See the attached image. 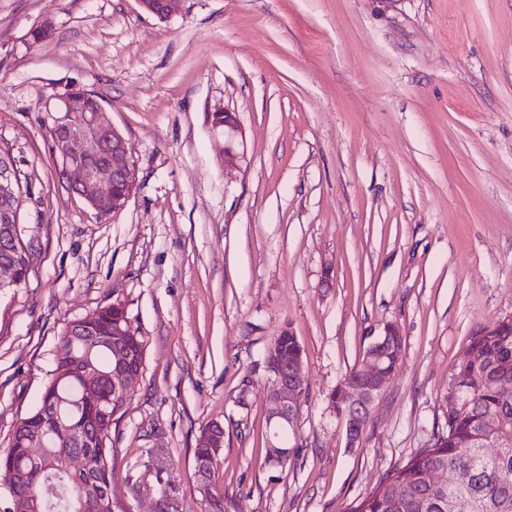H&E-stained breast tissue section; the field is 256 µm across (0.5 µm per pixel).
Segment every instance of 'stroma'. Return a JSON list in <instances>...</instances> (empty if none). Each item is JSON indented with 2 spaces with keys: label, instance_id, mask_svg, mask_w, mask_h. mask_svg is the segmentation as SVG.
I'll return each instance as SVG.
<instances>
[{
  "label": "stroma",
  "instance_id": "1",
  "mask_svg": "<svg viewBox=\"0 0 512 512\" xmlns=\"http://www.w3.org/2000/svg\"><path fill=\"white\" fill-rule=\"evenodd\" d=\"M72 84L138 163L105 217L50 147L45 108ZM0 147L32 192L31 271L0 293V453L66 324L122 303L146 344L112 432L132 512H203L213 421L226 512H350L442 424L474 332L512 315V0H183L165 21L137 0H0ZM389 324L400 362L350 448L329 395ZM286 328L305 397L281 468L265 356ZM211 124L214 130L224 134V167H237L243 154L240 152L239 142L241 128L235 113L227 111L212 113ZM207 425H205L200 433H203V431L206 429ZM199 436L196 440V448H195V464H197L200 460L203 461V465H205V469L203 468L200 463L197 464V472H196V480L198 484V488L200 492L203 494V497L205 499V502L207 503V498L205 497V493L207 490V482L208 486L211 487V498L214 500V504H219L221 509L217 512H224V494L219 492L216 487V480H215V471H214V465H216V462H214L213 459L207 458V449L210 448L211 455H218L222 448H224V426L220 422H212L209 427L206 429L205 437L203 441L206 443V448H199ZM208 475V478H207Z\"/></svg>",
  "mask_w": 512,
  "mask_h": 512
}]
</instances>
